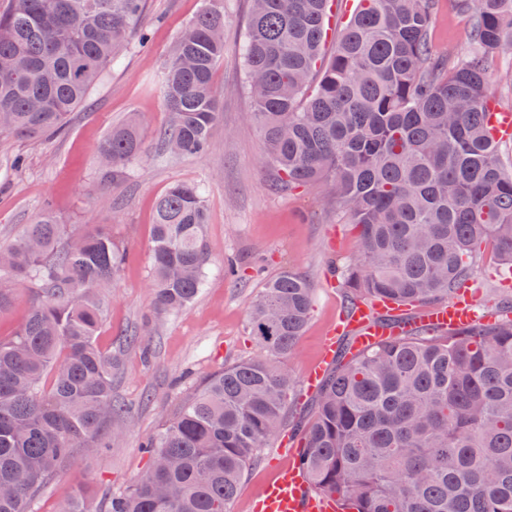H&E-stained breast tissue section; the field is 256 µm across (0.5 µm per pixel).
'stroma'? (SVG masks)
Masks as SVG:
<instances>
[{"instance_id": "obj_1", "label": "stroma", "mask_w": 512, "mask_h": 512, "mask_svg": "<svg viewBox=\"0 0 512 512\" xmlns=\"http://www.w3.org/2000/svg\"><path fill=\"white\" fill-rule=\"evenodd\" d=\"M204 5L146 0L137 26L149 33L148 46L130 38L102 84L70 114L64 134L35 140L0 135V246L47 207L73 233L88 224L107 225L128 255L105 292L96 336L97 346L119 359L113 397L130 409L126 425L112 435L109 448L76 451L33 500L32 512H60L80 489L90 512H108L111 496L146 469L145 443L180 400L225 363L255 354L248 315L265 282L283 268L313 285L309 323L287 362L294 379L316 360L343 310V292L330 268L355 253L357 237L325 187L282 192L273 185L239 54L250 0H222L226 51L214 75L222 118L210 152L176 158L162 149L160 134L170 122L161 97L163 69L181 29ZM430 37L436 55L457 60L469 54L468 18L455 0H438ZM131 112L141 118L142 154L115 179L99 166L97 147ZM18 156L25 165L16 171L11 163ZM176 182L202 190L210 263L189 307L158 314L149 281L155 204ZM470 283L480 308L512 302V287H504L491 249H484Z\"/></svg>"}]
</instances>
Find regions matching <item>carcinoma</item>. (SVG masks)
Instances as JSON below:
<instances>
[{
  "label": "carcinoma",
  "mask_w": 512,
  "mask_h": 512,
  "mask_svg": "<svg viewBox=\"0 0 512 512\" xmlns=\"http://www.w3.org/2000/svg\"><path fill=\"white\" fill-rule=\"evenodd\" d=\"M146 0H11L0 11V135L66 130L135 30ZM334 0H252L242 47L274 187L325 185L359 245L341 266L350 305L385 298L446 304L492 247L512 274V169L487 129L489 59L512 51V0H457L473 50H430L437 0H356L330 56ZM224 11L210 0L181 32L164 73L171 153L202 156L220 120L213 76ZM130 115L100 142L119 178L141 154ZM200 189L174 183L153 224L156 312L199 294L210 256ZM126 252L101 225L66 238L44 209L0 247V312L22 288L38 298L0 337V512L34 497L75 449L107 447L126 419L112 400L116 357L95 343L103 294ZM312 285L284 269L255 298L258 354L224 365L146 444L150 463L108 512H233L249 466L288 423L310 486L348 512H512V304L455 331L410 327L336 364L295 418L285 366L310 317Z\"/></svg>",
  "instance_id": "1"
}]
</instances>
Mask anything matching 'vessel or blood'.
Returning a JSON list of instances; mask_svg holds the SVG:
<instances>
[{"instance_id":"obj_1","label":"vessel or blood","mask_w":512,"mask_h":512,"mask_svg":"<svg viewBox=\"0 0 512 512\" xmlns=\"http://www.w3.org/2000/svg\"><path fill=\"white\" fill-rule=\"evenodd\" d=\"M385 310L383 303L359 305L339 316L322 340L320 355L304 374L307 390H315L325 371L336 357L340 336L352 337L353 350L360 351L382 341L392 333L391 328L377 323ZM492 319V312L481 313L470 289H462L445 305L424 310L418 324L439 329L454 330L478 320ZM341 500L313 491L300 461H290L280 467L252 504V512H343Z\"/></svg>"}]
</instances>
